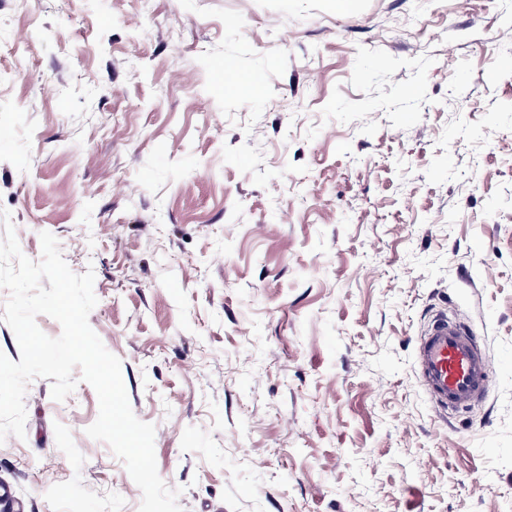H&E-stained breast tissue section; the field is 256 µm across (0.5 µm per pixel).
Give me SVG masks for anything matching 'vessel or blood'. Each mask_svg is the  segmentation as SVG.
Here are the masks:
<instances>
[{
    "mask_svg": "<svg viewBox=\"0 0 512 512\" xmlns=\"http://www.w3.org/2000/svg\"><path fill=\"white\" fill-rule=\"evenodd\" d=\"M415 359L427 395L446 412L466 410L492 384L490 363L472 326L453 316L430 321L418 339Z\"/></svg>",
    "mask_w": 512,
    "mask_h": 512,
    "instance_id": "b4317fda",
    "label": "vessel or blood"
}]
</instances>
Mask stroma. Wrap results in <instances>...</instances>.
I'll use <instances>...</instances> for the list:
<instances>
[{"label":"stroma","instance_id":"1","mask_svg":"<svg viewBox=\"0 0 512 512\" xmlns=\"http://www.w3.org/2000/svg\"><path fill=\"white\" fill-rule=\"evenodd\" d=\"M509 44L512 0H0V208L94 272L182 512H512ZM440 313L495 374L452 424L415 372ZM51 387L0 481L139 512L93 387Z\"/></svg>","mask_w":512,"mask_h":512}]
</instances>
